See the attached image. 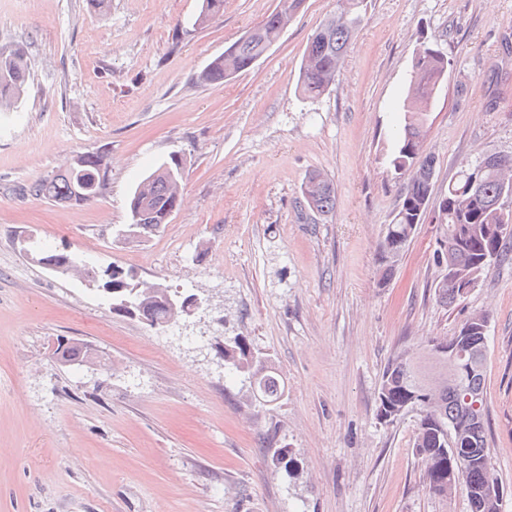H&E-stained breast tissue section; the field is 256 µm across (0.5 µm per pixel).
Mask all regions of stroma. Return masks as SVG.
Returning a JSON list of instances; mask_svg holds the SVG:
<instances>
[{"mask_svg": "<svg viewBox=\"0 0 512 512\" xmlns=\"http://www.w3.org/2000/svg\"><path fill=\"white\" fill-rule=\"evenodd\" d=\"M224 0H0V46L30 79L0 112V512H469L464 486L423 483L421 415L377 416L382 373L402 351L489 318L490 455L512 512V254L439 304L423 223L380 284L385 227L404 181L389 164L419 36L447 56L423 141L433 195L464 166L512 155V0H369L362 30L321 98L298 89L305 47L336 0H305L253 67L221 85L204 68L278 7ZM105 151L108 184L66 207L28 194L74 155ZM182 201L142 241L119 231L133 187L170 157ZM319 170L331 214L302 218ZM29 237L96 267L196 294L163 328L114 313L95 286L27 259ZM242 336L288 384L271 406L194 336ZM64 337L100 364L63 365Z\"/></svg>", "mask_w": 512, "mask_h": 512, "instance_id": "obj_1", "label": "stroma"}]
</instances>
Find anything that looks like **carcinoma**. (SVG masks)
<instances>
[{
  "label": "carcinoma",
  "mask_w": 512,
  "mask_h": 512,
  "mask_svg": "<svg viewBox=\"0 0 512 512\" xmlns=\"http://www.w3.org/2000/svg\"><path fill=\"white\" fill-rule=\"evenodd\" d=\"M304 0H282L281 8L272 11L259 25L248 30L223 54L215 57L199 75L204 84L221 85L248 71L280 37L293 13ZM224 13V0H202L196 23L201 26ZM367 0H337L334 14L313 33L306 46L299 76V89L307 99H318L334 84L352 39L364 26ZM30 74L25 50L0 47V112L10 110L19 99ZM448 75V59L437 45L422 38L412 61L407 95L403 106L404 125L398 130L390 165L396 174L406 177L392 224L384 239L380 283L393 275L395 263L410 243L417 225L429 215L441 224L440 239L433 254L435 266L453 268L478 281L491 268V261L507 255L512 234L500 237L497 226L512 224V156L492 155L495 163L486 164L482 157L475 166L448 182L437 213L429 209L431 183L420 171L434 163L423 153L429 114L436 94ZM81 166H61L51 176L31 185L29 192L67 206H81L101 193L107 184L108 166L102 151L80 155ZM175 162L160 164L134 188L130 197V216L142 214L145 223L138 225L139 236L150 235L169 223L181 200L182 176ZM301 207L318 217L330 214L336 204L331 180L319 171L309 173L301 187ZM31 253L49 262H67L71 270L98 280L102 288L114 285L115 267L95 269L66 251ZM135 272L125 271L126 297L136 316L151 327L170 322L168 308L143 290L133 291ZM435 294L445 306L463 298L456 278L439 273ZM466 352L460 363L463 370L454 381L448 379L439 364L424 355L401 353L383 373L378 389V417L394 422L409 409H422L415 440L416 453L424 461V480L429 492L448 495V456L441 453L436 421L447 418L457 454L453 458L455 482L464 484L470 512H498L494 501L484 496L486 483L497 481L494 468L478 464L490 455L485 429L486 402L484 381L487 368V344L479 343ZM216 351L224 365L249 383L254 399L263 405L278 402L285 394L286 383L278 368L268 358L256 355L245 338H222ZM65 363L84 364L94 358L88 345L61 341L55 349Z\"/></svg>",
  "instance_id": "obj_1"
}]
</instances>
